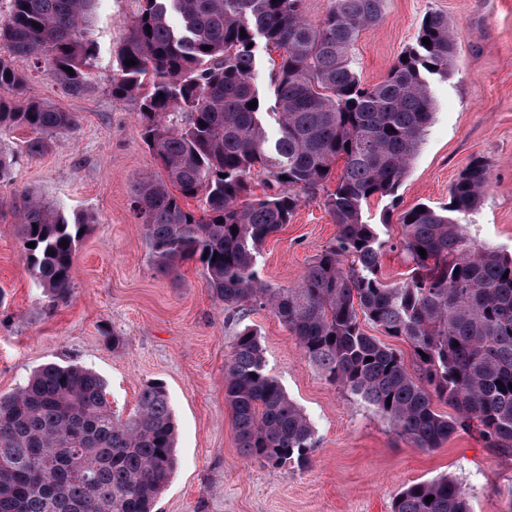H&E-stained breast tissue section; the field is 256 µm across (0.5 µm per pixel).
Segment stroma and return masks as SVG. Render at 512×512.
I'll use <instances>...</instances> for the list:
<instances>
[{
	"instance_id": "stroma-1",
	"label": "stroma",
	"mask_w": 512,
	"mask_h": 512,
	"mask_svg": "<svg viewBox=\"0 0 512 512\" xmlns=\"http://www.w3.org/2000/svg\"><path fill=\"white\" fill-rule=\"evenodd\" d=\"M135 9V0H101L87 29L98 57L83 95L66 94L48 66L15 61L29 76V98L75 113L78 127L59 133L41 154L28 153V129L0 130V150L17 158L0 184V394L16 391L41 365L78 363L104 378L113 410L126 415L145 383L162 382L177 423L176 468L155 512H391L403 488L443 476L462 484L471 512H512V458L462 431L438 448L414 447L359 396L324 380L269 309L253 306L228 318L194 261L174 279L156 273L131 203L157 162L143 141L136 102L110 90ZM430 12L448 17L456 67L431 80L433 120L396 201L372 197L364 218L381 240L395 241L400 225L382 222L389 205L404 211L447 203L451 184L480 157L488 183L464 232L512 255V0H385L379 26L355 45L358 73L364 83L381 81ZM29 190L67 216L93 218L79 243L70 295L53 308L14 234L19 218L10 201ZM335 235L322 194L304 197L261 249L260 278L296 287ZM245 325L257 329L269 373L316 430L306 469L265 467L237 446L224 372Z\"/></svg>"
}]
</instances>
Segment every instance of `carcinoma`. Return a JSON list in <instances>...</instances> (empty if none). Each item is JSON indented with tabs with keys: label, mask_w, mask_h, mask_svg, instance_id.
<instances>
[{
	"label": "carcinoma",
	"mask_w": 512,
	"mask_h": 512,
	"mask_svg": "<svg viewBox=\"0 0 512 512\" xmlns=\"http://www.w3.org/2000/svg\"><path fill=\"white\" fill-rule=\"evenodd\" d=\"M97 3L10 0L0 19V50H7L0 54V89L26 94L28 75L13 59L30 58L47 62L68 94L82 95L97 52L84 31ZM383 6L330 0L312 22L302 0H137L112 96L137 102L144 141L163 175L144 177L132 211L161 273L171 276L193 260L229 314L246 305L270 309L327 382L360 396L414 447L437 448L464 431L511 457L512 255L472 243L462 225L481 201L486 163L470 162L448 203L394 214L433 118L427 76L445 78L455 68L456 39L447 16L427 14L407 59L367 85L354 45L381 21ZM258 37L277 53L271 81L280 134L272 144L249 47ZM128 59L136 64L125 65ZM16 126L33 134L28 151L40 153L52 136L75 128L76 115L44 101L17 107L0 98V129ZM258 167L279 190L249 201ZM333 179L324 206L336 237L297 287H270L257 271L260 248L290 222L301 195L325 190ZM375 195L391 199L382 221L400 224L402 233L390 248L413 265L398 286L382 281L385 242L364 220L363 204ZM198 197L199 214L184 204ZM12 206L19 243L53 308L69 296L79 231L90 221L68 219L35 192ZM365 322L408 342L417 372L365 333ZM224 400L245 456L280 469L311 465L315 428L268 373L250 326L236 333ZM437 401L452 414L437 412ZM176 432L162 383L145 384L137 410L124 418L112 411L106 382L92 369L44 365L16 392L0 395V512H153L175 469ZM391 512L470 507L463 486L442 477L406 486Z\"/></svg>",
	"instance_id": "1"
}]
</instances>
